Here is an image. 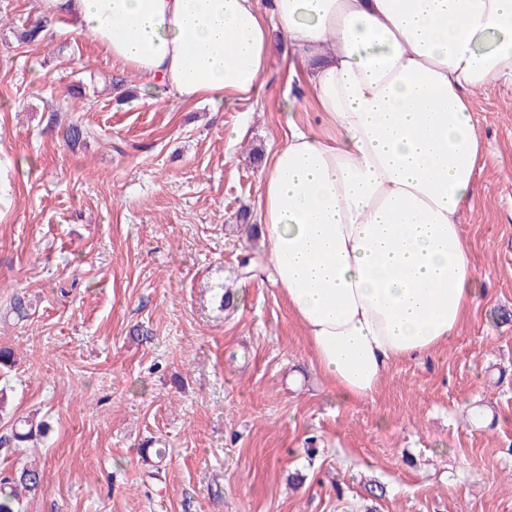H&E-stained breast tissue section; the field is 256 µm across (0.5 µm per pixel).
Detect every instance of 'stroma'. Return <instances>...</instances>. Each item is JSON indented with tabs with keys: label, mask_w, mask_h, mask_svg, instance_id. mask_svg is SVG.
Here are the masks:
<instances>
[{
	"label": "stroma",
	"mask_w": 512,
	"mask_h": 512,
	"mask_svg": "<svg viewBox=\"0 0 512 512\" xmlns=\"http://www.w3.org/2000/svg\"><path fill=\"white\" fill-rule=\"evenodd\" d=\"M37 0H0V414H37L44 487L24 512H512V92L476 91L472 204L487 295L447 343L367 401L312 368L265 259L261 160L297 64L276 33L257 100L213 111L142 79ZM123 80L116 94L112 79ZM96 135L69 149L58 130ZM33 302L4 316L14 294ZM162 448L159 470L141 454Z\"/></svg>",
	"instance_id": "1"
}]
</instances>
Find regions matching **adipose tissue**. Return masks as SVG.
<instances>
[{
  "mask_svg": "<svg viewBox=\"0 0 512 512\" xmlns=\"http://www.w3.org/2000/svg\"><path fill=\"white\" fill-rule=\"evenodd\" d=\"M180 103L258 93L275 30L324 136L289 121L263 164L267 277L318 372L372 399L446 343L483 295L459 221L486 150L475 90L512 89V0H39Z\"/></svg>",
  "mask_w": 512,
  "mask_h": 512,
  "instance_id": "obj_1",
  "label": "adipose tissue"
}]
</instances>
